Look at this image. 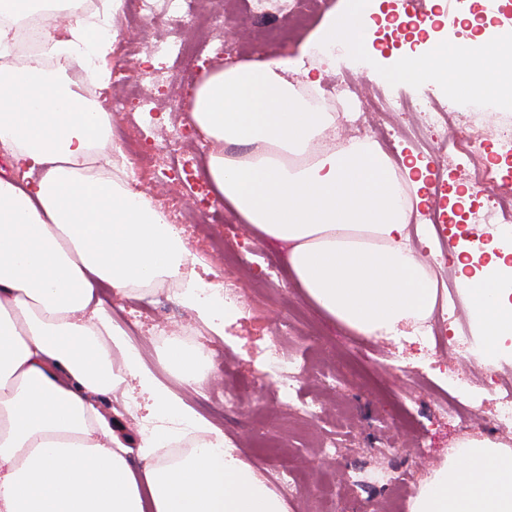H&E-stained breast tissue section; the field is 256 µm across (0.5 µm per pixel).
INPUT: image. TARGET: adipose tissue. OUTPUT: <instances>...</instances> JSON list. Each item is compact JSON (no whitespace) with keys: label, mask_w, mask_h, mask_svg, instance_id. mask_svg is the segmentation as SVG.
I'll use <instances>...</instances> for the list:
<instances>
[{"label":"adipose tissue","mask_w":512,"mask_h":512,"mask_svg":"<svg viewBox=\"0 0 512 512\" xmlns=\"http://www.w3.org/2000/svg\"><path fill=\"white\" fill-rule=\"evenodd\" d=\"M374 0H349L304 51L335 65V46L368 55ZM93 23L50 27L46 52L64 55L81 83L107 89L116 35ZM498 53L483 38L396 55L394 76L511 102ZM294 60L260 57L210 72L194 90L190 122L213 145L204 174L218 199L259 237L282 244L287 269L333 320L365 336L420 332L438 281L409 243L429 171L394 167L370 139L326 140L335 113L319 106L321 77L289 82ZM111 116L39 64L0 69V147L24 177L0 176V512H288L284 500L147 368L98 298L100 284L136 293L180 280L181 301L212 335L224 309L200 295L180 231L112 154ZM477 330L478 351L512 357V244L459 238L450 254ZM211 352L172 339L165 360L186 387L209 382ZM134 378L160 418L208 435L161 462L174 429L130 435L98 397ZM409 512H512V450L461 441L421 486Z\"/></svg>","instance_id":"1"}]
</instances>
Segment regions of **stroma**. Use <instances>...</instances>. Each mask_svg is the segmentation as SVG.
Here are the masks:
<instances>
[{
  "label": "stroma",
  "mask_w": 512,
  "mask_h": 512,
  "mask_svg": "<svg viewBox=\"0 0 512 512\" xmlns=\"http://www.w3.org/2000/svg\"><path fill=\"white\" fill-rule=\"evenodd\" d=\"M216 8L224 11V26L210 32L201 20ZM195 9V19L182 28L183 38L193 43L208 35L226 48L205 66H190L185 76L156 89L157 110L167 114V125L172 127L181 126L180 109L187 106L206 72L231 61L260 57L267 41L265 27L238 10L233 0H196ZM344 79L355 87L348 97L336 91L337 81ZM386 84L375 61L337 54L335 72L322 80L323 93L336 100L339 114L330 141L341 145L385 126L393 132V148L428 161L433 172L430 195L448 206L452 186L470 181L465 163L445 153L417 149L399 135L396 117L371 111L376 89ZM174 101L179 111H171ZM218 214L213 223L187 225L186 232L193 250L216 269H223L224 258L212 250V242L244 254L245 263L231 278L233 299L242 305L243 314L225 321L223 337L203 332L199 338L212 352L213 383L232 392L244 383L248 390L237 414H215L211 420L261 478H268L270 466L258 452V438L278 447L284 464L297 466L307 497L289 499L288 512H409L421 483L458 441L488 437L512 448V435L495 433L484 424L496 404L495 395L486 388V373L496 370L512 384V358L489 365L458 350L431 357L424 344L402 353L393 342L331 321L294 285L279 244L253 235L226 207H219ZM270 262L278 273L273 290L258 285ZM289 318L295 321L296 333L285 340V349L304 359H318L325 367L324 373L308 372L301 381L306 399L320 402L312 417L281 405L275 378L265 372L263 352L274 340L276 326ZM450 369L470 407L462 421H449L437 408L448 389ZM323 439L336 443L338 457L316 453L315 445Z\"/></svg>",
  "instance_id": "stroma-1"
}]
</instances>
